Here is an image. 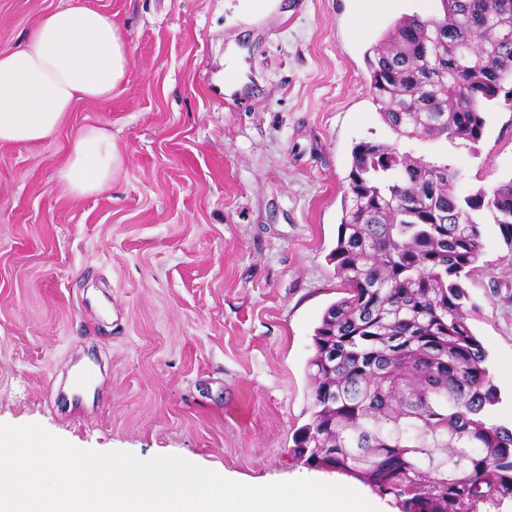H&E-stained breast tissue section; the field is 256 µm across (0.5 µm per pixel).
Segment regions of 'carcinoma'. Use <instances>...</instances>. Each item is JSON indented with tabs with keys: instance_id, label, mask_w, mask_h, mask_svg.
<instances>
[{
	"instance_id": "1",
	"label": "carcinoma",
	"mask_w": 512,
	"mask_h": 512,
	"mask_svg": "<svg viewBox=\"0 0 512 512\" xmlns=\"http://www.w3.org/2000/svg\"><path fill=\"white\" fill-rule=\"evenodd\" d=\"M397 19L366 54L368 92L401 138L476 143L512 109V0H440ZM448 155L361 141L329 254L344 297L313 336L311 421L294 457L393 495L400 512H482L512 499V428L467 324L484 214L512 250V178L459 197Z\"/></svg>"
}]
</instances>
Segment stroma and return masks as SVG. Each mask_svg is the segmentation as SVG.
I'll return each mask as SVG.
<instances>
[{
    "mask_svg": "<svg viewBox=\"0 0 512 512\" xmlns=\"http://www.w3.org/2000/svg\"><path fill=\"white\" fill-rule=\"evenodd\" d=\"M65 0H0V50ZM132 49L127 83L81 102L38 144L0 145V424L41 425L77 448L178 455L265 484L309 478L367 485L293 456L312 413L307 362L325 310L342 296L328 255L342 181L360 141L451 155L467 196L512 179V111L483 138L397 139L367 94L366 51L395 0L360 24V0H88ZM242 86L224 92L229 45ZM112 132L125 163L72 199L57 187L82 127ZM464 281L469 324L488 351L512 426V251L491 220ZM101 370L91 402L60 398L73 373Z\"/></svg>",
    "mask_w": 512,
    "mask_h": 512,
    "instance_id": "stroma-1",
    "label": "stroma"
}]
</instances>
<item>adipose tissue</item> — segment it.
I'll list each match as a JSON object with an SVG mask.
<instances>
[{
    "label": "adipose tissue",
    "mask_w": 512,
    "mask_h": 512,
    "mask_svg": "<svg viewBox=\"0 0 512 512\" xmlns=\"http://www.w3.org/2000/svg\"><path fill=\"white\" fill-rule=\"evenodd\" d=\"M132 64L133 50L111 13L66 0L0 50V145L53 137L77 101H110ZM123 163L111 134L88 126L72 139L59 184L81 198L105 187Z\"/></svg>",
    "instance_id": "adipose-tissue-1"
}]
</instances>
